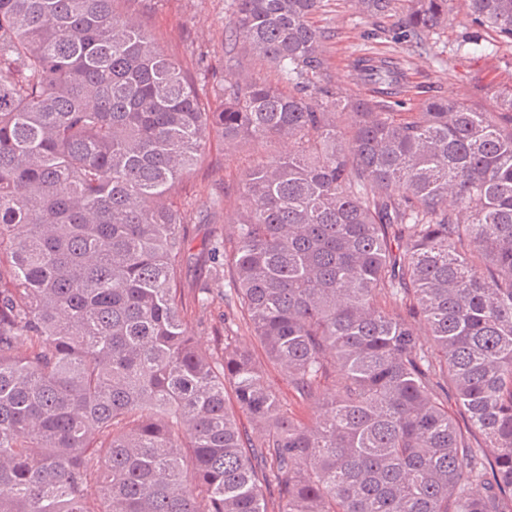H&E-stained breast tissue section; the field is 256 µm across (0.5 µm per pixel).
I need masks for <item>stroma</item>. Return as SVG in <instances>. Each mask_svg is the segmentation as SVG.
Returning a JSON list of instances; mask_svg holds the SVG:
<instances>
[{
    "instance_id": "stroma-1",
    "label": "stroma",
    "mask_w": 512,
    "mask_h": 512,
    "mask_svg": "<svg viewBox=\"0 0 512 512\" xmlns=\"http://www.w3.org/2000/svg\"><path fill=\"white\" fill-rule=\"evenodd\" d=\"M124 7L141 15L161 49L181 61L197 84L234 69L270 81L278 78L275 70L258 63L243 47L231 45L232 0H126ZM407 14L406 0H391L390 10L383 15L359 11L354 0H319L310 21L328 36L327 78L334 91L371 97V86L361 81L352 64L364 56L389 57L405 75L403 91L390 101L392 111H416L425 92L431 90L491 109L492 100L477 94L476 89L512 84V40L486 29L480 49L472 50L464 38L474 25L461 0H452L447 26L419 38L409 31ZM270 152L268 145L248 143L230 157L224 153L223 139L210 137L203 161L180 182L173 196L196 239L230 232V225L224 222V186L233 182L250 160ZM182 267L185 297H192L200 284L212 285L211 304L189 315L188 324L203 349L220 351L224 347V317L230 312L224 300V282L216 278L214 264L204 252L197 250L185 257Z\"/></svg>"
}]
</instances>
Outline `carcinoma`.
Segmentation results:
<instances>
[{"label": "carcinoma", "mask_w": 512, "mask_h": 512, "mask_svg": "<svg viewBox=\"0 0 512 512\" xmlns=\"http://www.w3.org/2000/svg\"><path fill=\"white\" fill-rule=\"evenodd\" d=\"M117 2L0 0V512H506L512 86L494 112H388L402 73L365 57L378 95L339 98L317 0H233L288 88L238 72L210 96ZM408 2L413 32L448 22ZM464 6L512 40V0ZM213 133L280 146L203 244L237 305L219 354L187 325L211 289L182 294L170 201ZM256 346V344H255ZM258 358L265 361L266 378L269 384L278 393L281 402L287 407L298 420L309 423L313 418L312 406L301 402L288 385V380L282 371L271 363H267L259 347H255Z\"/></svg>", "instance_id": "obj_1"}]
</instances>
